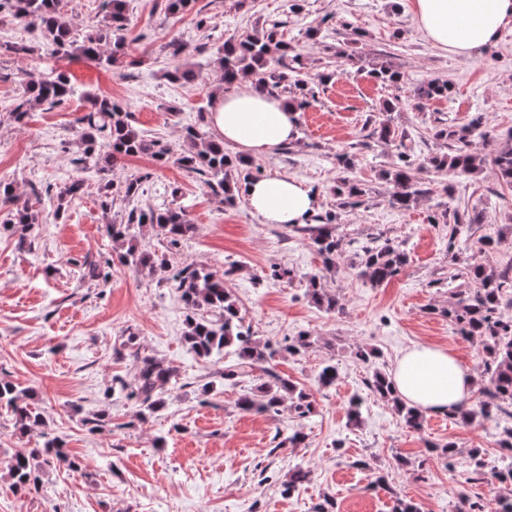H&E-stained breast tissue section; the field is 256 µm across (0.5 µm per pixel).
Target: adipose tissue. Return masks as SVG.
Returning <instances> with one entry per match:
<instances>
[{
  "label": "adipose tissue",
  "mask_w": 512,
  "mask_h": 512,
  "mask_svg": "<svg viewBox=\"0 0 512 512\" xmlns=\"http://www.w3.org/2000/svg\"><path fill=\"white\" fill-rule=\"evenodd\" d=\"M416 16L426 37L441 50L469 58L483 52L512 27V0H416ZM299 110L285 97L262 93L253 80L213 95L210 126L226 147L246 157L272 155L295 144ZM250 210L266 224H307L319 209L316 192L303 181L266 176L240 182ZM401 398L430 414L454 410L471 395L475 374L449 348L417 345L391 372Z\"/></svg>",
  "instance_id": "adipose-tissue-1"
}]
</instances>
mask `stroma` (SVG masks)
<instances>
[{"label":"stroma","mask_w":512,"mask_h":512,"mask_svg":"<svg viewBox=\"0 0 512 512\" xmlns=\"http://www.w3.org/2000/svg\"><path fill=\"white\" fill-rule=\"evenodd\" d=\"M165 5L129 0L125 56L105 68L48 55L42 37L0 22V40L31 48L23 57L0 58V72L38 77L65 71L77 89L62 104L34 109L20 126L9 116L20 87L0 80V180L41 218L25 227L10 223L7 208H0V379L33 390L45 421L44 428L25 432L13 416L0 414V512H317L328 502L333 512H392L398 496L416 502L420 512H455L459 490L479 491L471 449H483L486 469L500 466L495 440L507 420L464 425L429 415L413 431L365 381L374 368L391 370L417 344L450 347L463 365L479 370L478 343L454 333L447 310L458 300L457 269L512 261V188L487 169L451 178L446 186L424 180L412 209L392 208L380 173L397 163L400 148L374 142L370 132L390 100L393 126L422 153L436 149L434 141L422 140L425 128L462 125L478 113L494 127L498 146H512V29L479 56L461 59L424 35L414 0H194L191 9L175 14ZM275 19L300 53L304 73L328 79L300 113L297 144L253 159V167L265 176L305 181L318 193L321 212H332L336 200L329 189L344 175L336 156L346 152L366 189L363 204L336 224L345 250L323 281L342 304L332 314L307 293V275L321 266L308 233L262 223L244 200L225 205L202 179L173 165L157 167L146 156L126 158L114 173L118 180H138L134 201L115 197L105 211L100 175L74 163L82 154L76 120L88 92L111 96L133 126L183 152L186 126L209 128L201 116L210 112L219 85L218 51L225 40L261 34ZM174 37L185 48L183 61L198 73L194 84L167 77L175 61L164 45ZM341 49L361 53V61L338 69ZM383 64L403 74L400 86L372 76ZM432 80L447 82V96L416 109L412 89ZM75 179L84 180L83 193L59 199ZM131 203L185 208L194 229L178 247L167 248L153 229L140 237L143 250L170 266L220 270L236 264L225 286L243 324L275 348L277 372L312 395L311 416L300 419L286 408L276 415L241 410L238 390L218 375L223 360L190 352L180 294L161 274H137L116 262L108 287L87 278L86 262L114 255L106 226L121 222ZM454 209L481 211L485 222L452 243L447 225L435 218ZM485 234L497 239L495 249L478 243ZM378 235L401 243L408 260L396 277L375 287L358 275V247ZM276 264L293 269L291 282L271 279ZM302 333L317 339L313 351H282L285 338ZM131 336L174 371L165 408L145 419L134 401L107 393L114 377L135 373L123 347ZM361 346L380 351L375 364L355 358ZM329 361L339 379L325 388L318 373ZM354 396L362 400L356 424L348 418ZM100 415L104 427L89 432L88 420ZM297 430L305 435L300 447H276L275 437ZM48 434L63 440L66 459L46 467L37 487L13 492V457L41 447ZM448 441L459 449L449 465L429 452L430 444ZM401 456L412 469L398 464ZM73 457L81 460V471L69 469ZM298 464L307 477L284 493ZM379 473L386 485H376Z\"/></svg>","instance_id":"1"}]
</instances>
